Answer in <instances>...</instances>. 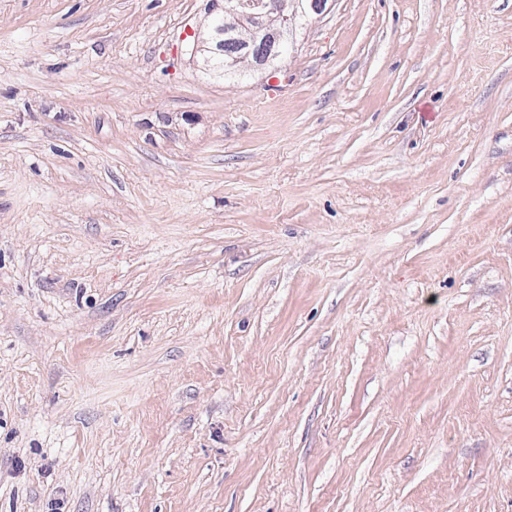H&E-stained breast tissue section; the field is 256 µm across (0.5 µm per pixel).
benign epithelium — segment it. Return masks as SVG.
<instances>
[{"mask_svg":"<svg viewBox=\"0 0 512 512\" xmlns=\"http://www.w3.org/2000/svg\"><path fill=\"white\" fill-rule=\"evenodd\" d=\"M327 0H210L209 38L202 42L206 61L225 58L240 71L252 61L265 66L288 55L290 34L309 14L321 13Z\"/></svg>","mask_w":512,"mask_h":512,"instance_id":"7a95c632","label":"benign epithelium"}]
</instances>
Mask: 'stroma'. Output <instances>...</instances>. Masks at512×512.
<instances>
[{
	"label": "stroma",
	"mask_w": 512,
	"mask_h": 512,
	"mask_svg": "<svg viewBox=\"0 0 512 512\" xmlns=\"http://www.w3.org/2000/svg\"><path fill=\"white\" fill-rule=\"evenodd\" d=\"M0 0V512H512V0ZM327 2L210 0V38L202 41L200 51L210 64L214 58L225 56V68L237 74L241 64L249 60L258 67L272 64L288 55L290 34L296 25L311 12L321 13ZM224 66L217 68L224 71Z\"/></svg>",
	"instance_id": "obj_1"
}]
</instances>
